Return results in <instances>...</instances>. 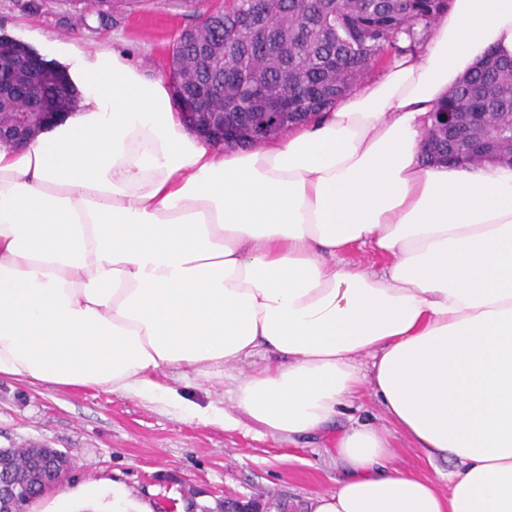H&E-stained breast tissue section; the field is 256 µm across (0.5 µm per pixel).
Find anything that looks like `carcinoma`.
<instances>
[{
	"mask_svg": "<svg viewBox=\"0 0 512 512\" xmlns=\"http://www.w3.org/2000/svg\"><path fill=\"white\" fill-rule=\"evenodd\" d=\"M450 0H224L202 38L224 45L203 55L182 34L172 45L168 74L179 106L224 83V97L208 107L237 129L239 146L276 138L332 108L361 84L375 64L418 50ZM30 49L0 38V71L17 73ZM53 73L63 112L77 108L64 72ZM277 105L282 118L269 124ZM426 128L431 163L481 162L482 142L512 128V56H490L463 76L435 107ZM468 113V123L442 116Z\"/></svg>",
	"mask_w": 512,
	"mask_h": 512,
	"instance_id": "cac0c4a2",
	"label": "carcinoma"
}]
</instances>
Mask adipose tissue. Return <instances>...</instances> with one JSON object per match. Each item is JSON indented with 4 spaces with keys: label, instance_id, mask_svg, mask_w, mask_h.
Segmentation results:
<instances>
[{
    "label": "adipose tissue",
    "instance_id": "adipose-tissue-1",
    "mask_svg": "<svg viewBox=\"0 0 512 512\" xmlns=\"http://www.w3.org/2000/svg\"><path fill=\"white\" fill-rule=\"evenodd\" d=\"M52 48L82 101L0 145V378L291 444L366 387L448 462V490L390 465L388 428L355 423L308 512H512V167L420 159L433 107L512 54V0H452L418 53L248 150L203 141L120 51ZM354 245L384 269L346 262ZM192 376L231 406L192 399Z\"/></svg>",
    "mask_w": 512,
    "mask_h": 512
}]
</instances>
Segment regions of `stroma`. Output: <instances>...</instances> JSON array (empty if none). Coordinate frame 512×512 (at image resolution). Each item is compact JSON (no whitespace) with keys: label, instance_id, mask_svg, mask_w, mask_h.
I'll use <instances>...</instances> for the list:
<instances>
[{"label":"stroma","instance_id":"35a3bbf8","mask_svg":"<svg viewBox=\"0 0 512 512\" xmlns=\"http://www.w3.org/2000/svg\"><path fill=\"white\" fill-rule=\"evenodd\" d=\"M212 0H136L107 15L66 0H0V38L29 46L51 60L44 34L86 48L109 46L148 77L160 79L173 43L195 26ZM387 426L378 401L362 391L323 433L288 444L223 430L102 388L62 389L46 383L0 380V448L38 444L67 453L72 468L61 492L41 498L33 512H50L62 494L91 482H116L155 512H183L184 497L204 490L203 504L222 492L264 495L270 512H307L310 497L331 492L338 472L336 440L353 422ZM394 467L437 480L445 461L430 465L399 430H392Z\"/></svg>","mask_w":512,"mask_h":512}]
</instances>
